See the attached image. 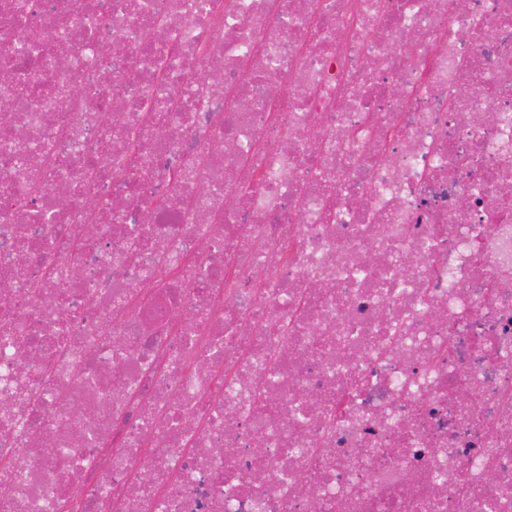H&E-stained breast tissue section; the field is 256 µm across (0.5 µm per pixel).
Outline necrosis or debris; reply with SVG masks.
Wrapping results in <instances>:
<instances>
[{
  "label": "necrosis or debris",
  "mask_w": 512,
  "mask_h": 512,
  "mask_svg": "<svg viewBox=\"0 0 512 512\" xmlns=\"http://www.w3.org/2000/svg\"><path fill=\"white\" fill-rule=\"evenodd\" d=\"M0 100V512H512V0H0Z\"/></svg>",
  "instance_id": "necrosis-or-debris-1"
}]
</instances>
